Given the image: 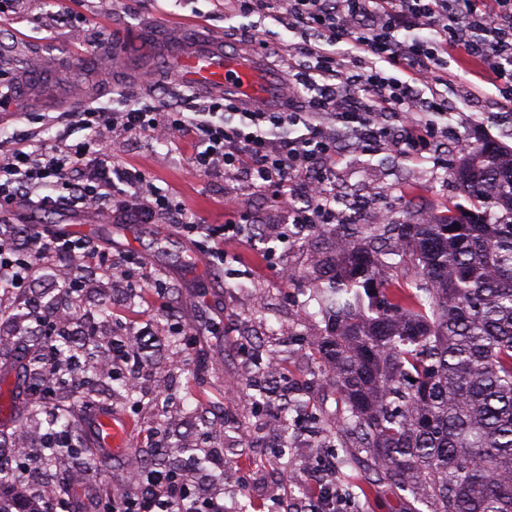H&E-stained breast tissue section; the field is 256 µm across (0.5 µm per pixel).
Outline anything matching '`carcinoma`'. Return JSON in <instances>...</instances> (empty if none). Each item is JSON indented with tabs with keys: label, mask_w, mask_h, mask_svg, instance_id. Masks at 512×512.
Segmentation results:
<instances>
[{
	"label": "carcinoma",
	"mask_w": 512,
	"mask_h": 512,
	"mask_svg": "<svg viewBox=\"0 0 512 512\" xmlns=\"http://www.w3.org/2000/svg\"><path fill=\"white\" fill-rule=\"evenodd\" d=\"M451 176L468 213L407 216L380 253L350 237L311 276L325 322L314 360L339 394L341 447L358 451L345 463L408 493L404 512H512V148L467 145ZM407 261L411 287L378 278ZM96 343L59 346L88 356ZM17 419L68 427L70 453L90 464L69 410L28 406ZM63 453L42 449L33 470Z\"/></svg>",
	"instance_id": "1"
}]
</instances>
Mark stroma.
Wrapping results in <instances>:
<instances>
[{
    "instance_id": "stroma-1",
    "label": "stroma",
    "mask_w": 512,
    "mask_h": 512,
    "mask_svg": "<svg viewBox=\"0 0 512 512\" xmlns=\"http://www.w3.org/2000/svg\"><path fill=\"white\" fill-rule=\"evenodd\" d=\"M70 9L65 15L42 0H25L0 16V78L20 89L10 106L0 109L4 149L25 139L83 140L84 131L74 128L65 107L70 99L81 100L87 110L169 107L192 114L205 94L173 84L160 67L162 45L128 46L131 34L144 29L167 25L177 34L195 27L222 39L229 53L259 39L268 44L256 54L264 67L284 72L305 64L295 52L299 34L256 14L226 18L220 0H73ZM76 20L83 26L77 42L70 38ZM122 45L127 48L123 54L118 51ZM467 69L449 56L448 113L436 119L448 128L446 162L405 160L384 148L364 151L353 141H340L328 183L343 220L339 226L288 224L285 206L272 193L254 194L222 176L192 173L191 141L163 142L147 134L116 139L113 161L142 170L158 192L181 200L201 223L225 225L235 219L236 207L250 211L247 235H225L223 256L201 257L204 235L187 237L163 218L140 224L128 215L70 207L16 213L14 222L21 228L35 222L72 234L88 227V239L113 258L135 256L148 275L131 293L97 266L84 271L88 291L75 307L76 327L95 331L103 363L112 360L113 336L142 331L149 340L140 351L139 369L122 380L105 379L98 390V399L112 401L114 421L130 422L131 428L125 447L110 454L98 479L71 486L76 512H100L112 489L126 483L131 450H148L156 430L171 435L167 458L184 457L195 446L210 453L209 473L194 472L190 478L204 495L223 497L228 512H310L314 495L289 494L276 474L288 466L305 468L318 456L325 465L314 482L335 486L337 512H401L399 495L385 488L360 498L351 495V483L363 482L365 472L337 467V451L324 439L300 434L291 447H282L279 429L269 427L268 420L288 394L305 391L317 372L312 346L323 322L306 278L333 256L337 229L363 239L383 232L375 211H385L393 221L407 210L418 221L444 212L463 200L448 170L460 144L491 139L512 146V113L498 109L499 92L492 85L469 96L462 79ZM146 71L154 78L145 84L140 76ZM282 223L288 235L279 241L270 230ZM282 266L292 270L293 280L279 279L276 270ZM156 274L167 284L160 293L151 282ZM58 291L57 273L48 270L24 291L0 295V337L18 334L20 302L45 303ZM176 323L194 328L178 353L168 345ZM257 348L281 359L280 371L261 378L271 393L262 403L238 386Z\"/></svg>"
}]
</instances>
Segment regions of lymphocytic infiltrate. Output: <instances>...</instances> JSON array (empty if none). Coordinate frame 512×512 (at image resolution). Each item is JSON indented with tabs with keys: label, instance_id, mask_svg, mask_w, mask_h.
Masks as SVG:
<instances>
[{
	"label": "lymphocytic infiltrate",
	"instance_id": "obj_1",
	"mask_svg": "<svg viewBox=\"0 0 512 512\" xmlns=\"http://www.w3.org/2000/svg\"><path fill=\"white\" fill-rule=\"evenodd\" d=\"M229 15L262 14L291 31H316L301 51L313 60L304 84L311 92L302 112L244 110L236 98L212 96L193 116L181 112L128 109L77 113L83 141L69 145L25 140L0 159V288L19 290L41 267L65 269L69 294L85 281L74 267L80 259L102 266L137 286L140 263L109 259L91 240L41 224L18 229V210L48 211L60 204L133 216L142 224L165 216L188 234L206 233L210 253L223 254L225 233H244L248 213L226 227L206 230L175 198L157 194L137 168L113 165L110 134L152 133L189 139L190 165L202 174L223 173L251 191L274 189L293 223L333 224L337 213L326 188L336 162V135H353L359 147L378 145L404 159L438 155L447 129L433 116L446 114L440 94L422 99L418 85L448 82V53L476 65L480 83L496 86L501 106L512 111V0H224ZM373 58L370 70L335 85L338 56ZM303 125L304 134L292 128ZM303 187L305 203L293 192ZM130 491L111 497L112 512H224V504L199 493L181 474L157 468L135 471Z\"/></svg>",
	"mask_w": 512,
	"mask_h": 512
}]
</instances>
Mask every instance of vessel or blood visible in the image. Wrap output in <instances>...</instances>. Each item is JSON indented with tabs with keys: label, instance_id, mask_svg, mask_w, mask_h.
Masks as SVG:
<instances>
[{
	"label": "vessel or blood",
	"instance_id": "b4317fda",
	"mask_svg": "<svg viewBox=\"0 0 512 512\" xmlns=\"http://www.w3.org/2000/svg\"><path fill=\"white\" fill-rule=\"evenodd\" d=\"M166 51L181 84L209 93L235 94L250 107L274 109L284 98L278 73L265 70L248 54H226L219 39L191 33L185 40L167 43ZM92 428L104 450H118L126 442V426L117 425L111 417H98Z\"/></svg>",
	"mask_w": 512,
	"mask_h": 512
}]
</instances>
